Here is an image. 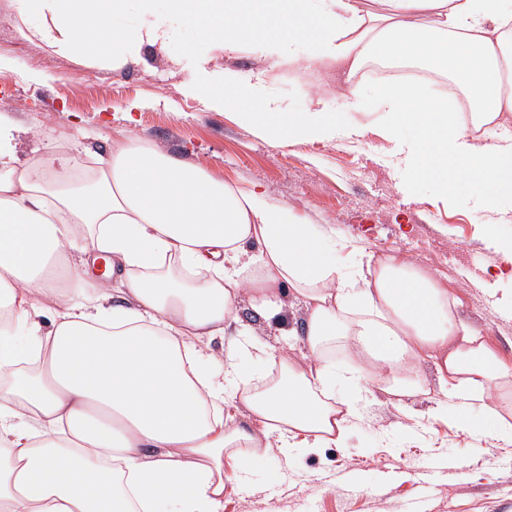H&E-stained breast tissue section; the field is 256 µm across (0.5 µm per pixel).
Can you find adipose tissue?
<instances>
[{
    "label": "adipose tissue",
    "mask_w": 512,
    "mask_h": 512,
    "mask_svg": "<svg viewBox=\"0 0 512 512\" xmlns=\"http://www.w3.org/2000/svg\"><path fill=\"white\" fill-rule=\"evenodd\" d=\"M155 2L139 0L131 30L116 23L126 0L12 5L48 45L112 68L142 44L167 43L175 21L227 51L240 33L266 31L257 48L277 63L300 59L283 36L306 24L317 35L300 60L349 78L370 59L422 62L473 112L457 117L410 82L383 84L376 134L442 192L512 215V139L496 135L512 112V0H383L382 14L363 0H309L302 16L282 0H165L163 15ZM181 91L239 114L275 147L365 133L337 112L290 114L272 100L248 111L255 85L199 71ZM14 125L0 114V512H224L254 459L342 444L357 417L352 387L392 396L408 430L404 400L428 393V363L441 393L430 418L469 433L477 412L512 440V366L431 274L388 253L336 265L326 258L333 229L294 223L287 207L262 206L258 193L149 145L115 147L91 188H71L58 145L19 162ZM287 287L305 310L297 329ZM244 307L287 338L257 368L242 362ZM338 350L350 358L343 371Z\"/></svg>",
    "instance_id": "ef3b65f1"
}]
</instances>
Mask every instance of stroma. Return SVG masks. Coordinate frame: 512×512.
<instances>
[{"instance_id": "1", "label": "stroma", "mask_w": 512, "mask_h": 512, "mask_svg": "<svg viewBox=\"0 0 512 512\" xmlns=\"http://www.w3.org/2000/svg\"><path fill=\"white\" fill-rule=\"evenodd\" d=\"M0 59V108L21 125L19 160L51 140L106 159L113 146L138 138L236 188L263 193L296 222L332 225L337 260L358 261L362 248L435 274L458 299L461 317L512 365V319L499 307L512 280L498 276L497 249L512 240V219L476 211L466 193L444 196L425 172L400 167L392 144L376 136L275 148L232 113L180 91L188 70L201 67L228 83L260 81L261 97L281 111L340 112L345 123L373 125L385 113L373 93L379 80L367 70L354 79L360 99L349 103L335 71L272 63L246 38L226 52L179 25L164 47L143 45L133 61L111 69L34 37L11 0H0ZM35 71L46 82L34 81ZM407 404L419 424L398 433L390 396L362 393L344 444L253 460L245 490L225 497L224 512H512V444L428 418L429 397ZM433 462L444 465V475L421 487L418 473Z\"/></svg>"}]
</instances>
